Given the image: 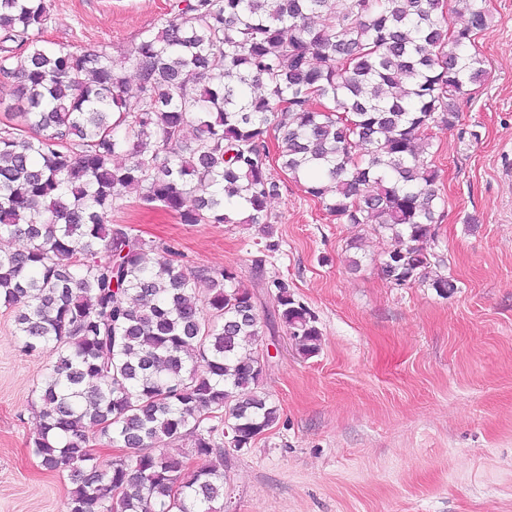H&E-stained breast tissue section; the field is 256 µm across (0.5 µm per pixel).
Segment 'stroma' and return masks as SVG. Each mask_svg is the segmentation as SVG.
I'll list each match as a JSON object with an SVG mask.
<instances>
[{
  "label": "stroma",
  "mask_w": 512,
  "mask_h": 512,
  "mask_svg": "<svg viewBox=\"0 0 512 512\" xmlns=\"http://www.w3.org/2000/svg\"><path fill=\"white\" fill-rule=\"evenodd\" d=\"M173 2L48 0L42 38L120 61ZM487 7L493 22L475 39L487 79L459 101L456 127L427 132L445 202L431 268L454 293L387 280L388 237L337 221L276 166L266 225L182 224L132 195L113 207V223L187 266L253 286L264 258L258 316L282 279L317 317L312 356L283 328L256 342L277 422L248 451L188 460L223 468L224 512H512V0ZM13 319L0 307V512H66L69 477L45 470L33 444L54 354L26 352Z\"/></svg>",
  "instance_id": "obj_1"
}]
</instances>
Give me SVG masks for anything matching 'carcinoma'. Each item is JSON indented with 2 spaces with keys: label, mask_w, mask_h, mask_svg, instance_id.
<instances>
[{
  "label": "carcinoma",
  "mask_w": 512,
  "mask_h": 512,
  "mask_svg": "<svg viewBox=\"0 0 512 512\" xmlns=\"http://www.w3.org/2000/svg\"><path fill=\"white\" fill-rule=\"evenodd\" d=\"M125 64L105 51L49 48L47 0H0V76L21 80L0 121V306L14 334L56 359L39 389L35 454L67 471L68 512H220L224 472L189 471L161 450L188 439L224 456L217 421L244 451L278 419L260 391L254 295L232 269L186 267L108 220L134 195L182 224H266L280 168L346 224L392 242L380 268L424 279L440 170L424 131L454 128L484 81L472 50L486 0H185ZM467 17L456 26L451 15ZM221 57L223 68L214 66ZM136 70L129 94L126 65ZM276 288L274 318L302 354L316 317ZM99 436L124 455L99 461Z\"/></svg>",
  "instance_id": "obj_1"
}]
</instances>
